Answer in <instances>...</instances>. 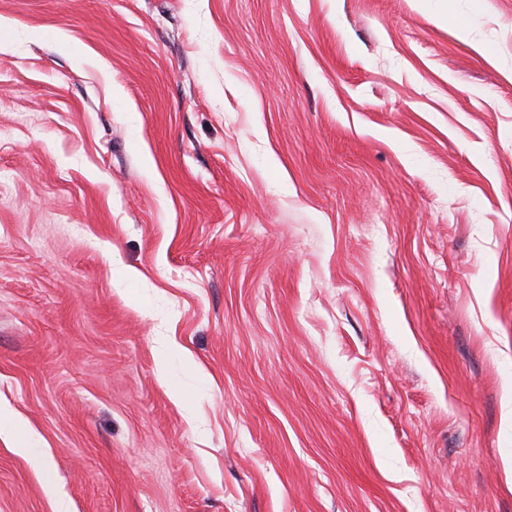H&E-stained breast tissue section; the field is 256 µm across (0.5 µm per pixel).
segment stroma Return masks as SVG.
<instances>
[{
    "label": "stroma",
    "instance_id": "1",
    "mask_svg": "<svg viewBox=\"0 0 512 512\" xmlns=\"http://www.w3.org/2000/svg\"><path fill=\"white\" fill-rule=\"evenodd\" d=\"M509 392L512 0H0V512H512ZM2 427H8L16 433L19 448H23L30 453H34L36 448H41L40 440L36 435L24 429L9 413L1 410L0 428Z\"/></svg>",
    "mask_w": 512,
    "mask_h": 512
}]
</instances>
